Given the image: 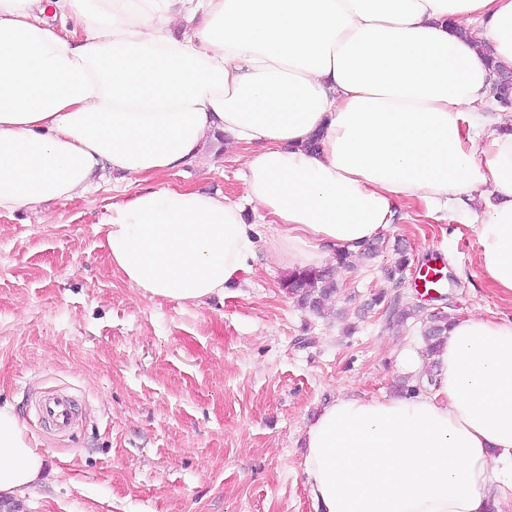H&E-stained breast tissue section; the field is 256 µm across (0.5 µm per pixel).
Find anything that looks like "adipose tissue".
Returning a JSON list of instances; mask_svg holds the SVG:
<instances>
[{
	"instance_id": "obj_1",
	"label": "adipose tissue",
	"mask_w": 512,
	"mask_h": 512,
	"mask_svg": "<svg viewBox=\"0 0 512 512\" xmlns=\"http://www.w3.org/2000/svg\"><path fill=\"white\" fill-rule=\"evenodd\" d=\"M489 55L512 69V0H0V213L106 170L140 181L101 219L109 260L149 298L200 304L261 243L293 271L359 252L401 200L476 220L479 265L512 296V133L481 111ZM217 138L241 153L243 202L149 188ZM436 360L429 391L322 408L305 432L316 512L512 502V319L454 320ZM44 467L0 406V498Z\"/></svg>"
}]
</instances>
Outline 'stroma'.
<instances>
[{
  "mask_svg": "<svg viewBox=\"0 0 512 512\" xmlns=\"http://www.w3.org/2000/svg\"><path fill=\"white\" fill-rule=\"evenodd\" d=\"M241 162L223 140L201 163L154 179L233 198ZM116 175L48 211L0 214V405H13L45 456L42 484L20 512H314L304 434L339 392L380 396L409 372L404 350L424 352L419 319L398 325L383 291L424 314L512 317L479 265L475 228L421 206H397L377 257L336 272L331 312L302 309L265 249L223 296L199 305L151 301L113 269L100 218L123 202ZM408 250L403 284L386 268ZM451 277L444 304L420 285L432 254ZM67 392L68 432L39 415L44 393Z\"/></svg>",
  "mask_w": 512,
  "mask_h": 512,
  "instance_id": "stroma-1",
  "label": "stroma"
}]
</instances>
